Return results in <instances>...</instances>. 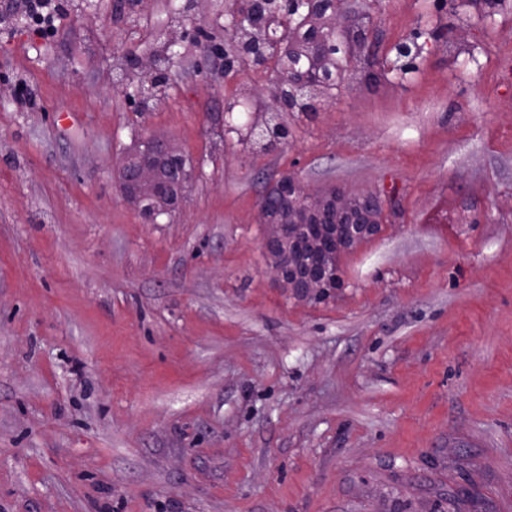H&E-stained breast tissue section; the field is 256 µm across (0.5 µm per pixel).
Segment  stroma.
Returning a JSON list of instances; mask_svg holds the SVG:
<instances>
[{
  "label": "stroma",
  "instance_id": "obj_1",
  "mask_svg": "<svg viewBox=\"0 0 512 512\" xmlns=\"http://www.w3.org/2000/svg\"><path fill=\"white\" fill-rule=\"evenodd\" d=\"M60 4L43 36L0 0V512H512V5L380 0L273 143L225 0ZM145 135L191 173L154 224L117 183ZM285 174L397 210L319 301L261 249Z\"/></svg>",
  "mask_w": 512,
  "mask_h": 512
}]
</instances>
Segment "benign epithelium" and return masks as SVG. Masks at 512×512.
Segmentation results:
<instances>
[{
  "label": "benign epithelium",
  "mask_w": 512,
  "mask_h": 512,
  "mask_svg": "<svg viewBox=\"0 0 512 512\" xmlns=\"http://www.w3.org/2000/svg\"><path fill=\"white\" fill-rule=\"evenodd\" d=\"M332 0L330 12L341 17L333 26L317 27L321 35L335 37L350 24V11ZM229 11L236 23L264 28L268 15L230 0ZM261 61V50L247 55L237 49L224 54V67L233 70L244 60ZM299 73L275 71L270 78L272 110H288V87L298 82ZM185 158L167 140L148 135L138 140L124 155L119 187L124 199L140 209L154 223L157 217L179 207L189 176L181 163ZM388 200L376 193L348 195L339 188L313 197L290 175L269 181L262 195V223L273 231L262 241V249L274 264L279 283L292 294L325 297L337 288L340 256L357 244L378 236L391 212Z\"/></svg>",
  "instance_id": "benign-epithelium-1"
}]
</instances>
